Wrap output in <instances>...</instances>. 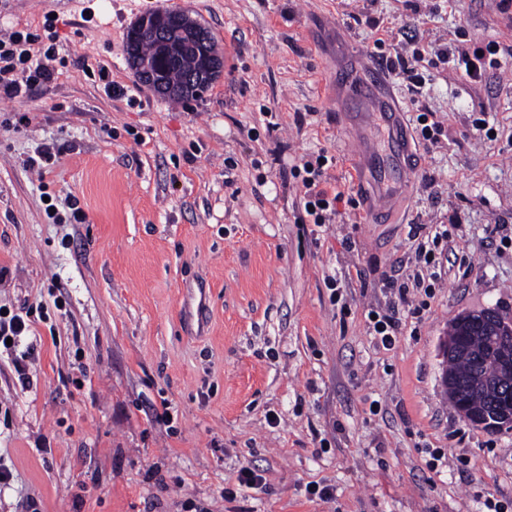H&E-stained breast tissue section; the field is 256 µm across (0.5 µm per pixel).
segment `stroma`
Here are the masks:
<instances>
[{"mask_svg":"<svg viewBox=\"0 0 512 512\" xmlns=\"http://www.w3.org/2000/svg\"><path fill=\"white\" fill-rule=\"evenodd\" d=\"M497 4L0 0L1 39L51 13L59 52L50 82L0 97V308L30 326L0 342V512H512V431L453 409L440 356L459 314L512 317V65L470 83L440 58L472 38L512 45ZM162 9L227 59L180 103L124 52ZM417 47L423 92L392 86L407 119L432 112L442 132L417 145L398 223L377 224L336 110L337 54L377 67ZM320 153L344 198L319 228L293 168ZM416 224L447 225L453 260L416 264ZM413 276L433 298L389 286ZM386 310L402 321L389 348L369 318ZM245 465L263 489L225 500Z\"/></svg>","mask_w":512,"mask_h":512,"instance_id":"obj_1","label":"stroma"}]
</instances>
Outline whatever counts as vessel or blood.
<instances>
[{"mask_svg": "<svg viewBox=\"0 0 512 512\" xmlns=\"http://www.w3.org/2000/svg\"><path fill=\"white\" fill-rule=\"evenodd\" d=\"M341 99L351 107L358 135L361 161L357 167L360 185H372L364 194L368 214L390 211L405 189L416 166L406 115L383 71L370 67L363 72H344L340 79Z\"/></svg>", "mask_w": 512, "mask_h": 512, "instance_id": "vessel-or-blood-1", "label": "vessel or blood"}]
</instances>
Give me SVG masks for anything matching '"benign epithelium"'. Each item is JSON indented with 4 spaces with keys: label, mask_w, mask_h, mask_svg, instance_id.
Wrapping results in <instances>:
<instances>
[{
    "label": "benign epithelium",
    "mask_w": 512,
    "mask_h": 512,
    "mask_svg": "<svg viewBox=\"0 0 512 512\" xmlns=\"http://www.w3.org/2000/svg\"><path fill=\"white\" fill-rule=\"evenodd\" d=\"M153 42L156 49L152 58L127 55L130 65L140 80L161 95L172 96L182 91L199 90L224 72V56L215 52L213 40L207 27L184 12L158 11L140 17L128 31V42L135 45L141 40ZM189 47L196 53L198 67L187 76L179 87L166 82L165 70L160 62L169 61L178 51ZM481 322L495 326L498 331L499 364L494 375L483 379L487 390L512 388V323L500 320L496 312L489 310L481 316ZM466 323L465 315L457 317L448 328L441 355L444 361L451 360L458 351L462 337L461 327ZM468 421L479 427L504 430L512 429V402L500 406L494 413L470 412Z\"/></svg>",
    "instance_id": "obj_1"
}]
</instances>
